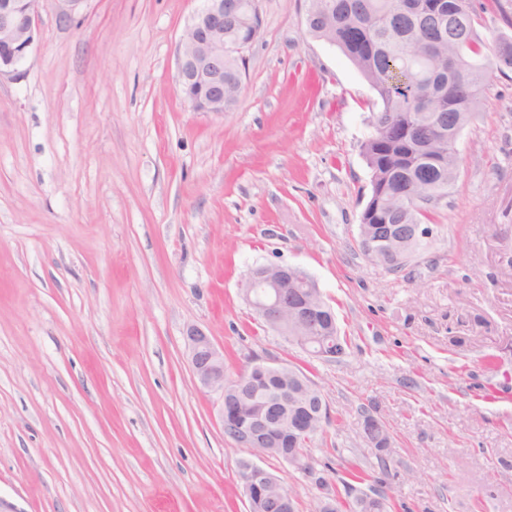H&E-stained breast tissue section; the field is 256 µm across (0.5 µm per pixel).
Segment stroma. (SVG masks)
Here are the masks:
<instances>
[{"label":"stroma","mask_w":512,"mask_h":512,"mask_svg":"<svg viewBox=\"0 0 512 512\" xmlns=\"http://www.w3.org/2000/svg\"><path fill=\"white\" fill-rule=\"evenodd\" d=\"M202 0H40L39 39L0 79V499L16 512H246L218 397L184 336L237 377L301 370L329 421L310 470L265 457L315 512L325 479L382 473L389 512H512V72L456 143L460 167L397 272L357 247L377 97L260 0L237 105L196 112L176 48ZM304 269L347 343L333 361L266 328L253 267ZM383 422L386 470L362 430Z\"/></svg>","instance_id":"stroma-1"}]
</instances>
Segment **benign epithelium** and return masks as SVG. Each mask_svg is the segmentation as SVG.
<instances>
[{
  "mask_svg": "<svg viewBox=\"0 0 512 512\" xmlns=\"http://www.w3.org/2000/svg\"><path fill=\"white\" fill-rule=\"evenodd\" d=\"M40 0H0V78L19 73L39 38L36 24ZM237 10V0H205L185 28L177 48L178 91L196 112L224 111V19ZM427 235L419 224H405L391 245L374 239L367 225H359V238L372 261L383 266L397 263L408 244ZM243 297L253 312L267 325L288 322L294 339L306 350L311 349L313 335L320 323L336 326L329 307L323 305L310 289V276L301 268L281 264H264L248 271L242 282ZM185 343L193 374L201 386L219 395L221 426L234 421L245 405L259 407L253 423L238 434V446L262 457V448L276 443L273 435L280 428L295 438H307L327 418L324 405L313 407L312 401L288 389L287 366L259 358L252 361L245 375L276 378L280 384L274 398L256 400L253 387L235 378L224 377V353L200 328L186 332ZM247 512H263L265 492L279 484L278 478L251 461L239 474Z\"/></svg>",
  "mask_w": 512,
  "mask_h": 512,
  "instance_id": "7a95c632",
  "label": "benign epithelium"
}]
</instances>
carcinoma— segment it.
<instances>
[{
  "instance_id": "1",
  "label": "carcinoma",
  "mask_w": 512,
  "mask_h": 512,
  "mask_svg": "<svg viewBox=\"0 0 512 512\" xmlns=\"http://www.w3.org/2000/svg\"><path fill=\"white\" fill-rule=\"evenodd\" d=\"M308 33L329 41L358 68L377 96L370 134L361 144L370 171L371 194L360 223L421 224L433 199L448 195L458 174L457 142L466 123L481 111L491 78L512 71V36L496 46L478 30L471 0H307ZM260 23L249 0L239 17H225V101L235 100L239 66L233 46L248 40ZM323 359L345 353L340 338L320 336ZM363 432L387 471L390 436L385 425L363 418Z\"/></svg>"
}]
</instances>
